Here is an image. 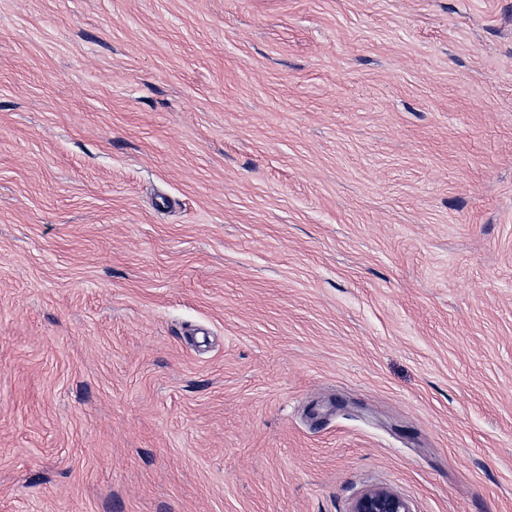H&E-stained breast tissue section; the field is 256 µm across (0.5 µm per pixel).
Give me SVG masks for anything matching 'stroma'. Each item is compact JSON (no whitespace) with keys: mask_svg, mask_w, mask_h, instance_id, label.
Wrapping results in <instances>:
<instances>
[{"mask_svg":"<svg viewBox=\"0 0 512 512\" xmlns=\"http://www.w3.org/2000/svg\"><path fill=\"white\" fill-rule=\"evenodd\" d=\"M512 512V0H0V512ZM351 512H412L409 503L387 488L371 489L354 502Z\"/></svg>","mask_w":512,"mask_h":512,"instance_id":"stroma-1","label":"stroma"}]
</instances>
